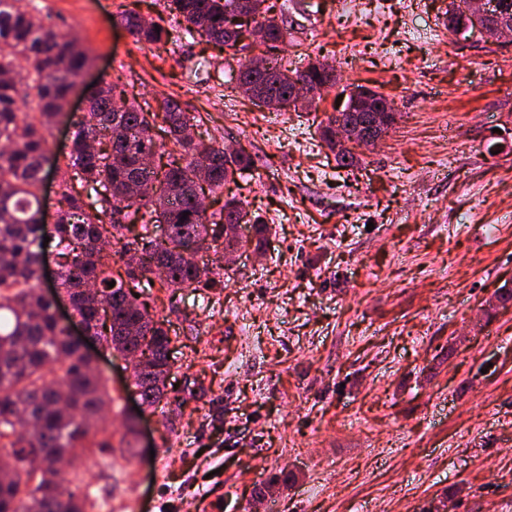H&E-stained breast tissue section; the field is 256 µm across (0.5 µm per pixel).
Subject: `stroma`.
Returning a JSON list of instances; mask_svg holds the SVG:
<instances>
[{"label":"stroma","mask_w":512,"mask_h":512,"mask_svg":"<svg viewBox=\"0 0 512 512\" xmlns=\"http://www.w3.org/2000/svg\"><path fill=\"white\" fill-rule=\"evenodd\" d=\"M270 2L284 65L336 70L311 108L255 106L243 56L214 45L135 42L123 5L168 23L164 0H37L90 59L68 111L103 78L176 98L205 143L253 157L224 191L270 227L201 253L223 288L152 291L171 381L202 397L138 412L132 362L99 361L112 445L84 458L90 512H512V39L451 34V0ZM359 86L397 121L341 168L320 128Z\"/></svg>","instance_id":"1"}]
</instances>
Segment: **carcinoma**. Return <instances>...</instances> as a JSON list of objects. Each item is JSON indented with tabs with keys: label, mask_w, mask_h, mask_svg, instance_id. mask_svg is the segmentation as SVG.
<instances>
[{
	"label": "carcinoma",
	"mask_w": 512,
	"mask_h": 512,
	"mask_svg": "<svg viewBox=\"0 0 512 512\" xmlns=\"http://www.w3.org/2000/svg\"><path fill=\"white\" fill-rule=\"evenodd\" d=\"M237 2L167 0L179 25L147 21L134 9L122 13L121 23L138 43H177L188 35L236 54L243 34ZM249 2L253 22L266 29L267 48L280 49L288 21L271 14L268 0ZM85 65L78 43L46 23L35 0H0V145L6 147L0 152V462L9 468L0 477V512H86L90 494L64 489L58 464L66 460L71 481L80 483L79 450L111 447L101 420L111 392L57 319V296L66 294L103 349L147 356L133 386L143 405L156 407L168 398L172 338L167 321L135 298L134 289L222 288L224 267L199 265L198 253L220 249L229 256L243 246L224 231L226 224H250L261 240L269 232L234 197L211 212L198 204L205 192L221 193L235 175L253 170L251 155L194 141L188 129L196 118L177 99L145 108L116 99L112 82L73 120L69 151L55 156L61 207L57 221L46 224L47 132ZM267 71L239 72L237 88L262 86L250 99L268 109L294 80L321 91L336 85V73L310 65L293 74L274 58ZM339 120L364 123L367 113L339 112L321 127L338 165L353 167L358 157L336 143ZM147 184L152 193H140ZM49 247L56 258L50 294L40 285Z\"/></svg>",
	"instance_id": "1"
}]
</instances>
